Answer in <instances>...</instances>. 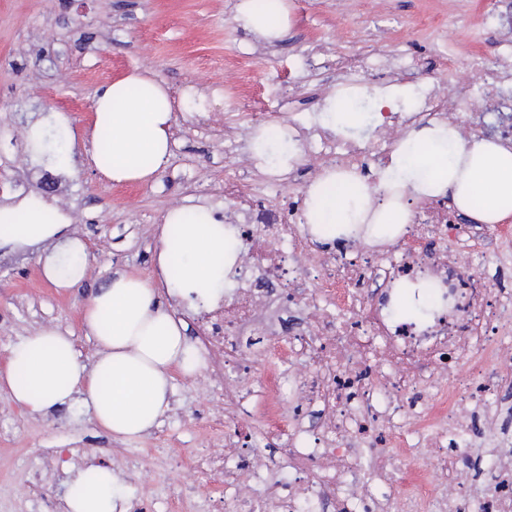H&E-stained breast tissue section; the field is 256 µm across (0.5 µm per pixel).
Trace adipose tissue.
Masks as SVG:
<instances>
[{"instance_id":"adipose-tissue-1","label":"adipose tissue","mask_w":512,"mask_h":512,"mask_svg":"<svg viewBox=\"0 0 512 512\" xmlns=\"http://www.w3.org/2000/svg\"><path fill=\"white\" fill-rule=\"evenodd\" d=\"M236 23L264 40L280 39L290 24L289 0H239ZM355 89L331 96L319 114L333 133L362 125L352 111ZM84 155L109 180L148 182L171 156L173 108L166 87L133 72L99 90ZM109 133L108 153L100 151ZM450 196L475 224L512 218V147L487 139H462L456 127L436 123L406 132L395 152L367 182L358 172L326 170L304 198V222L316 240L339 237L381 244L405 233L409 200ZM67 217L38 196L0 209V245L53 244L39 256L43 275L58 288L79 287L86 275L87 247L67 235ZM155 268L116 274L86 303L83 329L94 337L98 357L86 365L72 335L54 328L27 337L9 350L0 371V393L34 414L81 399L93 422L121 439L157 426L170 407L174 375L194 376L204 359L187 336L188 323L163 296L210 302L220 295L235 263L238 242L228 227L199 207H174L158 227ZM117 477L104 464L72 474L65 512H127L116 495Z\"/></svg>"}]
</instances>
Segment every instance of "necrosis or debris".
Here are the masks:
<instances>
[{
  "mask_svg": "<svg viewBox=\"0 0 512 512\" xmlns=\"http://www.w3.org/2000/svg\"><path fill=\"white\" fill-rule=\"evenodd\" d=\"M493 57L475 54L464 66L471 81L452 94L437 82L409 110L387 112L376 137L340 145L319 130L293 124L304 156L332 159L337 170L380 167L410 126L448 121L462 134L512 143V11L485 0ZM416 55L336 60L351 84L415 77ZM234 200L224 221L242 243L231 305L215 313L202 342L240 358L235 369L212 366L224 384V451L188 456L197 480L221 476L224 512H512V448L486 470V496L471 492L473 409L492 413L495 387L512 386V362L490 310L512 308V291L492 289L483 259L487 244L512 247V230H483L459 239L458 214L446 198L417 211L406 234L371 253L337 240L317 249L295 207L268 206L262 192L224 171ZM321 282H298L304 266ZM427 279L440 298L426 318L404 322L392 313L399 286ZM299 308L305 326L283 318ZM265 375L254 378L252 363ZM473 376L448 387L460 367ZM287 393V416L242 429L264 385Z\"/></svg>",
  "mask_w": 512,
  "mask_h": 512,
  "instance_id": "necrosis-or-debris-1",
  "label": "necrosis or debris"
}]
</instances>
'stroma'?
Masks as SVG:
<instances>
[{
  "mask_svg": "<svg viewBox=\"0 0 512 512\" xmlns=\"http://www.w3.org/2000/svg\"><path fill=\"white\" fill-rule=\"evenodd\" d=\"M239 0H0V199L12 204L15 181L42 193L69 218V232L91 254L80 287L49 283L33 248L0 247V368L10 347L45 328L71 332L85 364L97 345L81 329L88 298L117 273H150L159 248L157 226L173 206L232 209L224 168L264 186L272 175L255 158L242 127L246 112L274 123H317L338 89L337 56L436 54L449 48L456 66L491 53L481 0H291V23L280 39H256L234 20ZM457 18L455 33L440 29ZM294 69V84L277 77ZM150 71L179 101L169 166L147 184H114L88 165L64 164L32 149L28 129L81 135L98 89L134 70ZM237 149L225 157L224 143ZM55 190L39 191L44 172ZM220 384L201 369L176 376L171 408L149 434L131 440L94 424L81 400L32 415L0 394V512H64L73 471L104 463L120 478L129 512H157L163 498L221 500L219 479L203 489L174 475V455L220 451L224 438L198 431L222 419L224 402L205 398ZM138 457L127 461L126 453Z\"/></svg>",
  "mask_w": 512,
  "mask_h": 512,
  "instance_id": "35a3bbf8",
  "label": "stroma"
}]
</instances>
